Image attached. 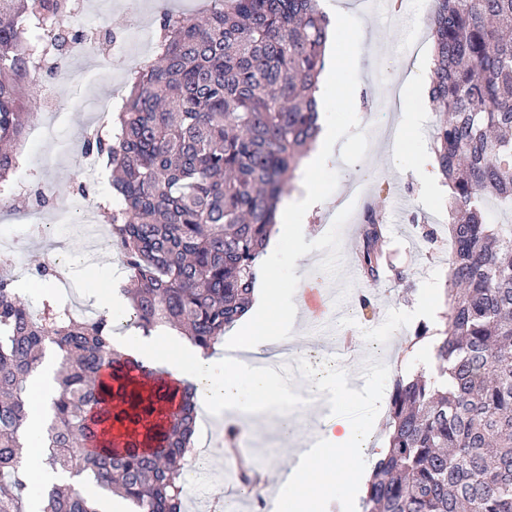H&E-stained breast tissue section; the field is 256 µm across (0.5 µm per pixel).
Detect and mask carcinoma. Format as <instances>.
I'll use <instances>...</instances> for the list:
<instances>
[{"label":"carcinoma","mask_w":512,"mask_h":512,"mask_svg":"<svg viewBox=\"0 0 512 512\" xmlns=\"http://www.w3.org/2000/svg\"><path fill=\"white\" fill-rule=\"evenodd\" d=\"M75 0H0V189L10 186L45 43L60 50ZM329 19L320 0H214L202 19L166 13L157 61L133 72L110 132L85 140L112 167L101 206L133 288L131 325L169 328L207 352L250 308L277 205L318 133ZM433 150L451 190L448 301L438 363L395 380L387 448L373 453L363 512H512V0H434ZM361 268H393L377 209ZM0 512H25L27 383L53 348L59 395L38 466L84 481L39 487V512H183L196 385L172 387L112 345L107 313L52 297L32 311L0 278Z\"/></svg>","instance_id":"carcinoma-1"}]
</instances>
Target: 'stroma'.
Segmentation results:
<instances>
[{
	"label": "stroma",
	"instance_id": "1",
	"mask_svg": "<svg viewBox=\"0 0 512 512\" xmlns=\"http://www.w3.org/2000/svg\"><path fill=\"white\" fill-rule=\"evenodd\" d=\"M347 9L343 28L336 36L338 47L348 42H362L364 53L359 61L358 76L367 87L369 109L363 119L350 121L344 104H332L331 120L337 124L341 137L335 157L317 174L316 183L321 193L330 199L327 210L309 222L305 243L311 251L305 262L295 256L300 242L283 237L278 254L263 266V273L276 287L274 303L280 310L303 302L305 267H315L320 279L326 280L335 296L332 307L336 314L337 335L357 337L361 354L373 355L376 347L387 354L370 379L375 397L353 396L338 408L352 425L368 430L370 439L363 449L372 455L386 446L387 412L379 411L378 404L389 401L397 376H410L433 366L436 352L426 343H412L411 338L420 323H428L430 330H438L440 322L427 321L425 307L437 313L446 310L443 288L448 273L451 243L448 239L447 194L426 196L418 183L404 176V168L415 165L421 158L432 155L433 135L436 129L435 112H425L419 129L413 133L401 151H393L389 131L397 122V115L383 111V103L397 95H404L410 103L426 97L425 89L406 84L405 79L417 65L424 51L432 50L433 42L424 21L426 12L417 8L419 0H402L399 13H392L381 0H341ZM208 0H112L107 11L82 16V23L107 28L124 41V49L112 61L110 71L97 65L94 55L74 60L69 76L58 79L53 87L63 118L56 128L54 139H30L25 144L27 163L18 169L16 180L43 189L48 197L60 204L82 200L94 207L102 196L111 193L110 185H83L75 155L56 156V140L84 141L92 129L100 103L111 101L126 93L127 74L132 63L146 64L152 56L136 28L144 23L157 29L163 10L202 17ZM84 74L89 81L82 102H75L72 80L75 74ZM365 182L372 203L381 211L387 224L388 249L394 257L400 274L388 276L377 284H370L358 266V248L363 244L361 215L350 209L349 188ZM434 227L439 231L435 243L424 240L422 233ZM20 236L23 250L21 263L26 271L16 283L20 295L31 308H38L45 294L71 306L84 309L86 315L101 312L96 295L104 279L126 281L127 272L120 257H97L86 260V240L78 232H69L66 252L73 270V286L65 289L54 281L37 278L39 266L53 258L48 237L32 235L29 226L17 224L9 213H0V241ZM369 295L372 306L360 311L359 295ZM257 423L246 434L261 461L279 459L289 462V455L281 451L278 417L260 413Z\"/></svg>",
	"mask_w": 512,
	"mask_h": 512
}]
</instances>
